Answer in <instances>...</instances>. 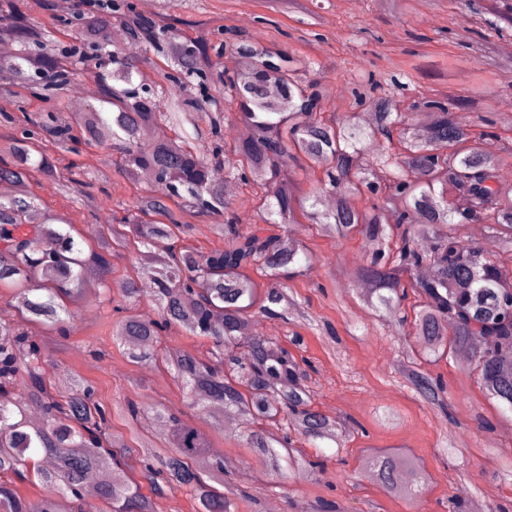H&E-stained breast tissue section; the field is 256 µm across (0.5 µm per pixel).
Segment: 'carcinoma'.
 <instances>
[{"mask_svg": "<svg viewBox=\"0 0 512 512\" xmlns=\"http://www.w3.org/2000/svg\"><path fill=\"white\" fill-rule=\"evenodd\" d=\"M489 13L484 41L512 26V13H497L496 0ZM54 27L72 44L46 49L45 26L15 12L13 0H0V36L18 44L0 65V88L49 103L82 69L98 84L96 101L82 112H49L44 120L22 113L19 135L0 154V181L16 185L0 200V288L12 291L20 314L16 323L0 321V512H79L75 503L103 469L112 472L98 489L107 512H156L153 498L176 489L193 495L196 512H235L233 496L249 497L181 411L127 399L119 411L130 423L147 416L154 423L129 444L111 434V411L93 400L86 381L64 395L48 390L45 343L24 323L69 335V305L88 289L107 291L108 264L94 243L128 259L112 267L123 288L119 298L108 297L112 342L121 353L137 365L166 366L189 395L188 406L216 405L237 416L242 447L260 460L270 491L290 470L323 473V463L295 448L298 440L341 446L340 423L313 406L307 379L314 366L271 337L239 336L253 320L292 324L297 302L289 282L311 256L302 242L230 209L229 180L259 190L257 208L282 224L302 217L338 241L363 240L357 276L367 285L364 301L414 338L404 377L425 403L448 410L447 386L424 364L465 351L487 396L512 411V267L458 234L462 224H486L512 254V185L499 176L502 153L512 155V145L502 143L493 117L462 116L466 102L447 95L415 100L403 112L395 104L399 83L372 74L352 93L375 114L373 123L355 113L326 116L320 92L299 77L287 52L234 41L220 43L213 57L207 42L180 33L168 18L140 15L132 0H83ZM84 45L102 55L77 54ZM150 53L163 60V78L177 93L166 98L147 82L143 68H158ZM216 85L227 109L254 129L252 138L227 140L210 93ZM205 118L207 134L194 143L185 126L196 129ZM146 134L156 140L149 152L138 147ZM374 140L382 148L368 161L364 150ZM77 145L111 147L135 186L134 201L109 224L80 227L53 213L29 223L41 205L31 173L51 175L50 149ZM290 162L320 169L323 186L299 195L279 181ZM93 180L75 166L60 190L83 194ZM328 191L336 198L331 209L321 201ZM451 194L466 198V209L449 206ZM187 210L224 217L211 225L221 245L203 265L193 248L177 246L191 231L179 216ZM49 236L52 252L42 248ZM146 280L157 306L149 320L136 311ZM174 328L209 339L211 348L199 356L163 352L161 340ZM362 472L397 498L417 497L426 482L420 467L390 453L367 458ZM16 479L38 482L44 494L21 497Z\"/></svg>", "mask_w": 512, "mask_h": 512, "instance_id": "1", "label": "carcinoma"}]
</instances>
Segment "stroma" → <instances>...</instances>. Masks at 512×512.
<instances>
[{"mask_svg": "<svg viewBox=\"0 0 512 512\" xmlns=\"http://www.w3.org/2000/svg\"><path fill=\"white\" fill-rule=\"evenodd\" d=\"M302 3V8L275 12L263 0H154L151 13L176 16L195 36L216 40L226 31L231 39L257 41L294 59L314 61L302 77L322 91L326 112L358 111L352 88L371 74L398 78L395 98L404 104L449 91L474 102L476 111L496 115L512 102V65L497 56L483 62L475 46L488 16L487 0H402L396 14L381 10L380 0ZM52 157L59 175L71 163L87 164L100 188L89 210L62 196L56 179L33 174L32 187L46 210L81 224L90 214L131 204L133 189L114 166L112 150L75 154L58 149ZM285 229L314 255L304 275L291 283L309 301V320L291 330L268 320L262 332L284 345L289 332L301 335L315 367L308 381L315 407L331 416H351L365 428L342 448L327 449L326 471L318 480L293 475L285 480V492L270 494L260 462L240 447L237 432L217 427L200 409H186L185 394L166 372L138 367L123 356L106 323L109 307L98 296L75 305L71 336H46L49 390L65 394V381L78 374L94 386L96 400L109 407L140 395L185 410L213 452L251 476L254 498L238 501L237 512H268L274 504L280 512H297L298 503L317 498L336 500L342 512H448L449 499L463 494L477 500L483 512H497L502 505L512 510V454L506 452L512 447V412L486 398L476 372L451 358L429 366L448 385L451 415L434 413L397 369L408 347L404 336L371 315L359 289L350 285L355 261L364 255L361 239L338 243L305 224L272 227L276 233ZM326 321L335 335L323 330ZM375 448L412 459L428 473L418 497L390 496L362 477L361 460Z\"/></svg>", "mask_w": 512, "mask_h": 512, "instance_id": "obj_1", "label": "stroma"}]
</instances>
